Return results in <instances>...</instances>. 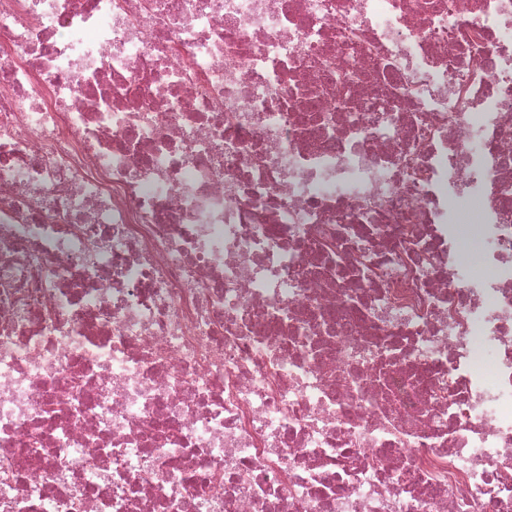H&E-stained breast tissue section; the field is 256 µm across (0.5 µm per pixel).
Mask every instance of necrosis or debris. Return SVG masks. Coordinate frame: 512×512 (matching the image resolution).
Instances as JSON below:
<instances>
[{"label": "necrosis or debris", "mask_w": 512, "mask_h": 512, "mask_svg": "<svg viewBox=\"0 0 512 512\" xmlns=\"http://www.w3.org/2000/svg\"><path fill=\"white\" fill-rule=\"evenodd\" d=\"M0 512H512V0H0Z\"/></svg>", "instance_id": "necrosis-or-debris-1"}]
</instances>
